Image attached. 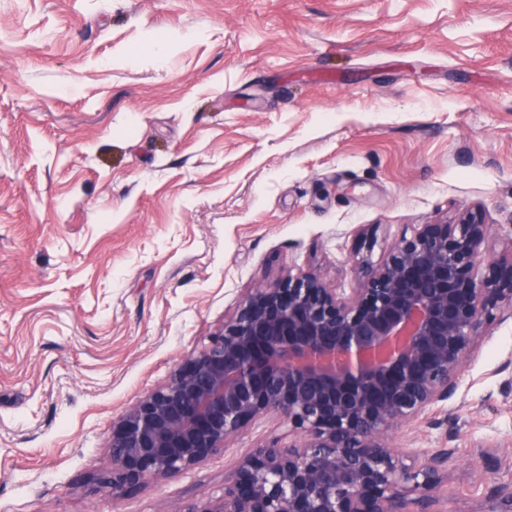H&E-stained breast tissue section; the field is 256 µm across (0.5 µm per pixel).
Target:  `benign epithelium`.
<instances>
[{
	"label": "benign epithelium",
	"instance_id": "benign-epithelium-1",
	"mask_svg": "<svg viewBox=\"0 0 512 512\" xmlns=\"http://www.w3.org/2000/svg\"><path fill=\"white\" fill-rule=\"evenodd\" d=\"M491 242V225L467 210L377 263L357 259L348 293L312 270L249 289L113 426L112 492L177 475L276 416L288 443L240 456L214 505L164 512H438L451 449L415 450L407 464L392 432L448 401L488 327L512 318V254Z\"/></svg>",
	"mask_w": 512,
	"mask_h": 512
}]
</instances>
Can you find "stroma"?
<instances>
[{
  "mask_svg": "<svg viewBox=\"0 0 512 512\" xmlns=\"http://www.w3.org/2000/svg\"><path fill=\"white\" fill-rule=\"evenodd\" d=\"M167 50L157 54L156 43ZM482 210L512 249V0H0V512L204 507L226 452L116 495L112 424L249 288L351 289L421 224ZM512 319L460 375L442 512H500Z\"/></svg>",
  "mask_w": 512,
  "mask_h": 512,
  "instance_id": "stroma-1",
  "label": "stroma"
}]
</instances>
